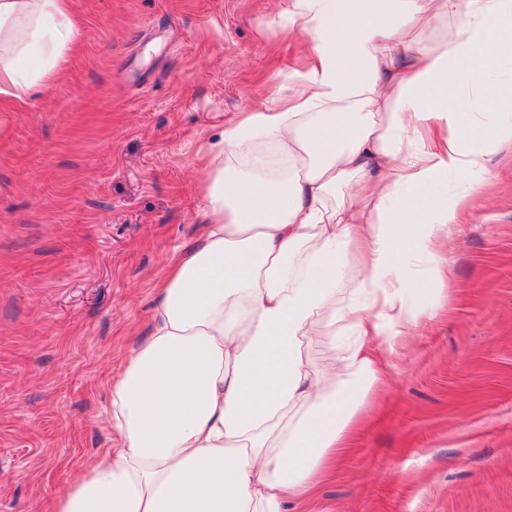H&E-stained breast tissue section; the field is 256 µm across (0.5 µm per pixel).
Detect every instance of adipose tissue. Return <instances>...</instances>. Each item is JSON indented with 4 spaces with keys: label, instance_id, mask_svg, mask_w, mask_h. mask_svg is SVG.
<instances>
[{
    "label": "adipose tissue",
    "instance_id": "ef3b65f1",
    "mask_svg": "<svg viewBox=\"0 0 512 512\" xmlns=\"http://www.w3.org/2000/svg\"><path fill=\"white\" fill-rule=\"evenodd\" d=\"M280 15L302 37L294 91L225 127L211 221L111 379L112 446L55 512H296L435 314L460 203L512 142V83L495 80L512 0H284ZM77 34L73 0H0V103L58 81ZM463 87L470 112L508 120L465 126ZM451 173L460 191L424 195Z\"/></svg>",
    "mask_w": 512,
    "mask_h": 512
}]
</instances>
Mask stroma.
Masks as SVG:
<instances>
[{
    "label": "stroma",
    "mask_w": 512,
    "mask_h": 512,
    "mask_svg": "<svg viewBox=\"0 0 512 512\" xmlns=\"http://www.w3.org/2000/svg\"><path fill=\"white\" fill-rule=\"evenodd\" d=\"M64 76L0 110V512L112 445L109 380L209 221L206 143L289 87L280 0H75ZM448 302L302 512H512V144L448 237Z\"/></svg>",
    "instance_id": "35a3bbf8"
}]
</instances>
